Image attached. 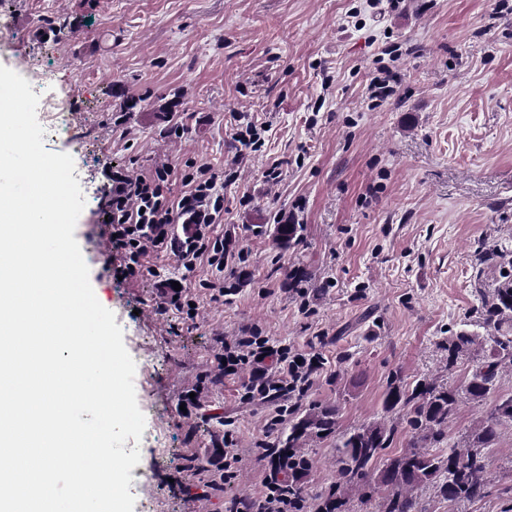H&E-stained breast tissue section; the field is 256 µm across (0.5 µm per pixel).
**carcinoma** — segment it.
Returning <instances> with one entry per match:
<instances>
[{
  "label": "carcinoma",
  "mask_w": 512,
  "mask_h": 512,
  "mask_svg": "<svg viewBox=\"0 0 512 512\" xmlns=\"http://www.w3.org/2000/svg\"><path fill=\"white\" fill-rule=\"evenodd\" d=\"M300 232L301 225L283 218L273 225L272 239L286 248ZM490 261L510 268V272L492 288L477 289L480 305L472 320L442 342L450 372L480 343L485 348L482 359L459 385L420 379L410 386L401 377L392 376L382 416L336 437L339 481L314 504L313 512L327 505L333 507V512H343L350 493L366 498L379 488L385 491L382 512H422L414 491L426 484L433 485L450 504L472 503L485 497L489 466L485 449L495 441L503 424L512 423V396L495 400L467 439L451 444L447 430L458 405L483 403L493 391L503 365H512V255L486 247L475 254L478 266ZM472 326L483 329L485 335L470 330ZM399 412L402 419L391 420ZM337 425L338 409L332 405L312 404L292 412L283 445L293 453L296 495H301L309 469V460L302 451L304 443L330 436ZM400 428L411 434L409 449L389 455L386 450Z\"/></svg>",
  "instance_id": "carcinoma-1"
}]
</instances>
